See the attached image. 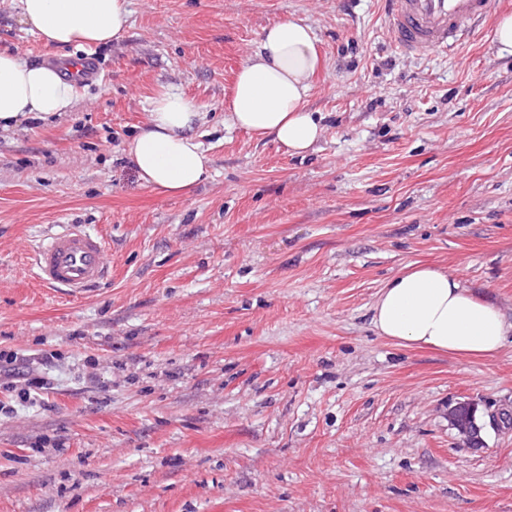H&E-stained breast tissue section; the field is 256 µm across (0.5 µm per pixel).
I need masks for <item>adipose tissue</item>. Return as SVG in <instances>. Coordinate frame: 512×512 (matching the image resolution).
Returning a JSON list of instances; mask_svg holds the SVG:
<instances>
[{
  "label": "adipose tissue",
  "mask_w": 512,
  "mask_h": 512,
  "mask_svg": "<svg viewBox=\"0 0 512 512\" xmlns=\"http://www.w3.org/2000/svg\"><path fill=\"white\" fill-rule=\"evenodd\" d=\"M19 5L31 32L51 49L107 44L130 26V0H19ZM317 42L313 28L300 19L264 28L237 72L228 123L272 138L295 155L313 151L323 129L305 104L322 66ZM75 87V78L52 63L0 51V127L68 111ZM203 119L176 89L153 99L147 122L125 150L144 185L185 195L208 178V159L195 135ZM371 321L379 335L399 345L463 357L494 355L512 335V322L495 305L433 266L411 265L389 279L372 306Z\"/></svg>",
  "instance_id": "ef3b65f1"
}]
</instances>
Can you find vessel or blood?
Here are the masks:
<instances>
[{
  "label": "vessel or blood",
  "mask_w": 512,
  "mask_h": 512,
  "mask_svg": "<svg viewBox=\"0 0 512 512\" xmlns=\"http://www.w3.org/2000/svg\"><path fill=\"white\" fill-rule=\"evenodd\" d=\"M391 41L403 53L431 56L474 40L492 0H382ZM32 264L43 286L80 298L108 283L104 238L81 224H64L36 248Z\"/></svg>",
  "instance_id": "obj_1"
}]
</instances>
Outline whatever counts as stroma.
I'll return each mask as SVG.
<instances>
[{
    "mask_svg": "<svg viewBox=\"0 0 512 512\" xmlns=\"http://www.w3.org/2000/svg\"><path fill=\"white\" fill-rule=\"evenodd\" d=\"M131 27L69 47L102 73L71 109L0 131V351L49 378L0 389V512H512V426L463 444L448 410H512V344L469 360L378 336L406 266L440 267L512 318V58L397 50L381 0H131ZM313 28L291 155L224 121L259 33ZM52 51L0 0V51ZM175 88L205 116L210 177L145 186L128 140ZM103 235L112 279L69 301L29 252Z\"/></svg>",
    "mask_w": 512,
    "mask_h": 512,
    "instance_id": "obj_1",
    "label": "stroma"
}]
</instances>
